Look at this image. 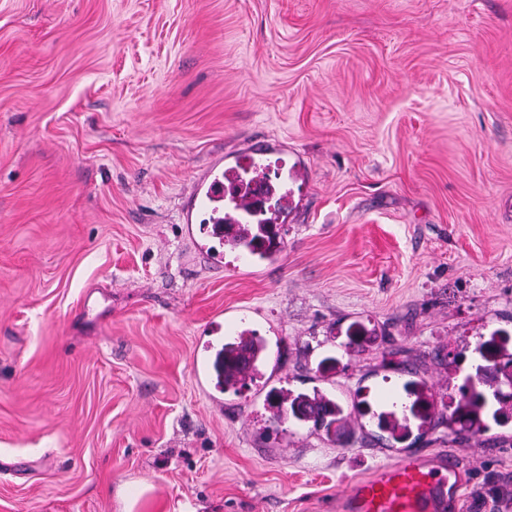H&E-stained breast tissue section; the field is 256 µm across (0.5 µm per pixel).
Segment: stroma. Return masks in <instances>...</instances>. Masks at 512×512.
Here are the masks:
<instances>
[{"instance_id":"stroma-1","label":"stroma","mask_w":512,"mask_h":512,"mask_svg":"<svg viewBox=\"0 0 512 512\" xmlns=\"http://www.w3.org/2000/svg\"><path fill=\"white\" fill-rule=\"evenodd\" d=\"M265 141L296 207L271 255L214 265L193 185ZM496 329L512 0H0V512H336L400 451L446 452L461 512H498L512 424L448 406ZM244 330L261 372L212 400L198 342ZM408 379L435 412L395 439L358 395ZM278 389L342 402L340 435L274 422Z\"/></svg>"}]
</instances>
